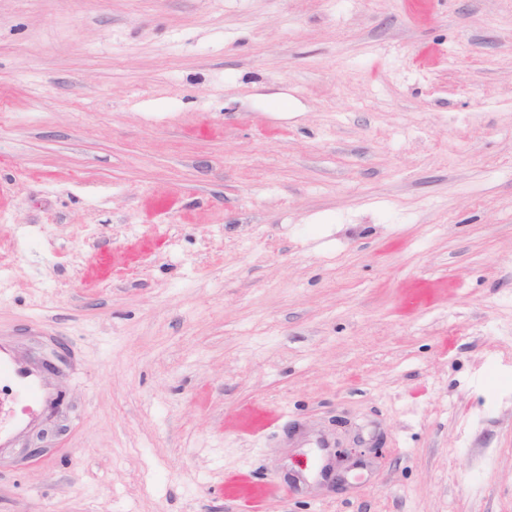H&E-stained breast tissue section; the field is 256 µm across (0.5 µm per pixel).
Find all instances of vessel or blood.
<instances>
[{
  "label": "vessel or blood",
  "mask_w": 512,
  "mask_h": 512,
  "mask_svg": "<svg viewBox=\"0 0 512 512\" xmlns=\"http://www.w3.org/2000/svg\"><path fill=\"white\" fill-rule=\"evenodd\" d=\"M0 380L7 381L16 391L12 400L0 404V447L9 448L19 435L42 420L56 397L48 377L19 360L4 340H0Z\"/></svg>",
  "instance_id": "1"
}]
</instances>
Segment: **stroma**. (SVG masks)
Masks as SVG:
<instances>
[{
  "mask_svg": "<svg viewBox=\"0 0 512 512\" xmlns=\"http://www.w3.org/2000/svg\"><path fill=\"white\" fill-rule=\"evenodd\" d=\"M0 338V512H512V0H0ZM0 380L16 390L12 400L0 405V447L13 448L18 436L34 428L57 398L48 377L19 360L5 340H0ZM6 415L9 422L4 425ZM328 440H324L327 448H321L322 450L328 451L331 459V463L326 464L321 470V475L324 480H332L333 482L344 481V475L341 469L349 461L353 453L357 452V448H343L340 441H336V450L332 452L331 439L326 435ZM330 441V442H329ZM335 480V481H334Z\"/></svg>",
  "mask_w": 512,
  "mask_h": 512,
  "instance_id": "stroma-1",
  "label": "stroma"
}]
</instances>
